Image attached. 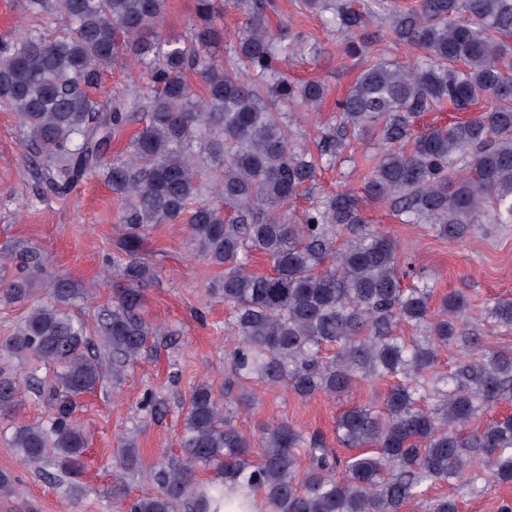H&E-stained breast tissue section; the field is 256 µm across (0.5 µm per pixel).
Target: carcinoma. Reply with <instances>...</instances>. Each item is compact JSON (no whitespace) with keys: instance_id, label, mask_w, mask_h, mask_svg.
Listing matches in <instances>:
<instances>
[{"instance_id":"obj_1","label":"carcinoma","mask_w":512,"mask_h":512,"mask_svg":"<svg viewBox=\"0 0 512 512\" xmlns=\"http://www.w3.org/2000/svg\"><path fill=\"white\" fill-rule=\"evenodd\" d=\"M225 5L245 13L228 44ZM269 7L268 0H195L196 22L182 42L158 32L167 0H56L64 35L25 31L0 41V106L15 112L30 147L49 162L44 188L63 195L100 171L126 200L122 256L112 261L120 284L99 324L108 358L94 353L85 321L71 311L77 287L50 277L38 252L14 256L17 274L0 280V297L27 306L3 350L33 361L23 376L0 368V420L16 413L27 391L43 399L49 427L16 426L13 447L51 467L54 479L83 474L88 438L73 419L77 399L161 334L139 314L141 286L152 276L137 258L143 231L187 213L195 254L224 268L210 290L230 311L232 377L305 399L348 393L361 381L399 382L382 412L354 406L338 417L336 440L348 455L286 421L265 426L254 443L201 383L190 397L181 458L145 469L139 448L122 446L124 468L153 489L118 495V512H218L227 483L248 486L269 512H404L412 502L459 512L457 495L512 483V415L482 423L512 400V351L486 346L465 293L445 295L434 308L429 284L402 287L398 241L358 232L355 193L319 198L295 217L288 204L357 129L381 145L365 193L408 223L429 224L450 240L475 224H512V0H419L393 14L394 38L426 51L428 63L364 69L315 155L293 147L284 108L317 106L324 87L280 70L284 47L269 28ZM368 18L335 5L348 53L364 47ZM124 56L144 71L152 95L145 106L134 98L103 112L87 87ZM189 71L205 96L192 90ZM447 102L467 117L414 132L422 114ZM143 107L148 121L127 143L134 159L102 166L112 137ZM206 162L218 202L201 198ZM344 231L351 237L338 247ZM252 253L273 273L249 269ZM486 318L512 329V301L487 306ZM402 325L412 335H400ZM326 345L336 347L334 358L321 356ZM451 347L461 358L441 371L438 357ZM46 365L59 367L49 380L38 374ZM208 466L224 483L197 484L196 472ZM440 483L450 492L427 496Z\"/></svg>"}]
</instances>
